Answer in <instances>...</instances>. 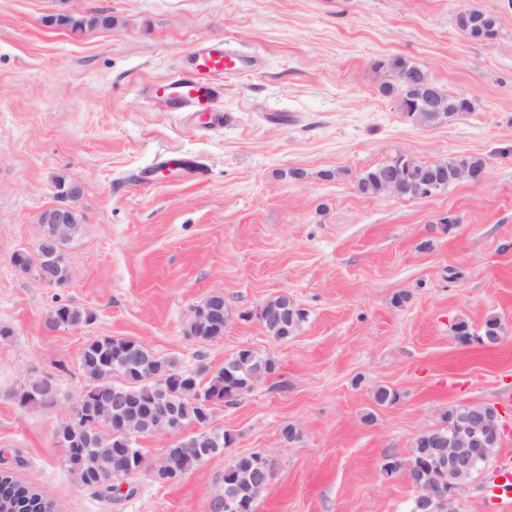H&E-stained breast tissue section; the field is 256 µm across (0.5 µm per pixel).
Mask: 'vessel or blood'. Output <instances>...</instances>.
I'll return each mask as SVG.
<instances>
[{
	"label": "vessel or blood",
	"instance_id": "1",
	"mask_svg": "<svg viewBox=\"0 0 512 512\" xmlns=\"http://www.w3.org/2000/svg\"><path fill=\"white\" fill-rule=\"evenodd\" d=\"M240 63L221 50L198 51L194 72L176 71L155 83L153 94L168 98L176 107L196 112L200 121L211 119L222 92L225 74L238 72ZM492 505L495 512H512V451H507L492 473Z\"/></svg>",
	"mask_w": 512,
	"mask_h": 512
}]
</instances>
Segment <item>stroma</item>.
Masks as SVG:
<instances>
[{"mask_svg":"<svg viewBox=\"0 0 512 512\" xmlns=\"http://www.w3.org/2000/svg\"><path fill=\"white\" fill-rule=\"evenodd\" d=\"M470 5L498 14L496 39L459 30ZM60 12L116 24L75 33L48 24ZM209 46L250 65L225 77L219 125L149 94ZM392 56L476 112L414 124L378 90L375 64ZM406 152L476 155L486 175L422 199L360 193L364 171ZM172 157L191 175L166 169ZM60 176L81 182L85 222L72 281L50 287L12 256L35 251ZM215 291L231 320L201 343L187 322ZM281 295L307 314L285 341L259 317ZM61 304L92 322L46 330ZM490 316L497 346L456 344L455 323L478 331ZM0 329V470L57 512H205L249 453L274 463L255 512H408L417 489L385 464L407 460L448 407H496L512 445V0H0ZM100 336L134 337L185 370L251 349L278 371L215 406L236 439L222 456L107 498L76 482L56 443L86 385L78 353ZM41 377L52 404L20 406L15 392ZM379 386L396 401L377 405ZM286 425L300 437L283 447Z\"/></svg>","mask_w":512,"mask_h":512,"instance_id":"1","label":"stroma"}]
</instances>
